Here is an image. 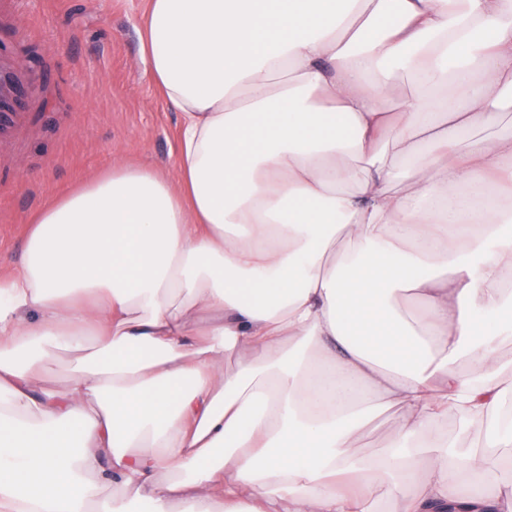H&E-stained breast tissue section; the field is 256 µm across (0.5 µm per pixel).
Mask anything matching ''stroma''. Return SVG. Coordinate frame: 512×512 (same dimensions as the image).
I'll use <instances>...</instances> for the list:
<instances>
[{
    "label": "stroma",
    "mask_w": 512,
    "mask_h": 512,
    "mask_svg": "<svg viewBox=\"0 0 512 512\" xmlns=\"http://www.w3.org/2000/svg\"><path fill=\"white\" fill-rule=\"evenodd\" d=\"M147 0H0V72L19 93L0 129V271L30 215L116 163L176 177L179 113L141 59Z\"/></svg>",
    "instance_id": "1"
}]
</instances>
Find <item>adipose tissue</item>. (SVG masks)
Wrapping results in <instances>:
<instances>
[{"label":"adipose tissue","mask_w":512,"mask_h":512,"mask_svg":"<svg viewBox=\"0 0 512 512\" xmlns=\"http://www.w3.org/2000/svg\"><path fill=\"white\" fill-rule=\"evenodd\" d=\"M141 51L178 178L113 165L0 274V512H512L434 434L512 446V0H148ZM446 433L448 435V445H452L458 450L483 449L482 435L475 430L467 429L455 418L448 417V421L437 427V435ZM389 423L385 419L378 426L370 431H366L359 435L355 442L354 448L356 453L362 456H373L385 448L388 442Z\"/></svg>","instance_id":"ef3b65f1"}]
</instances>
